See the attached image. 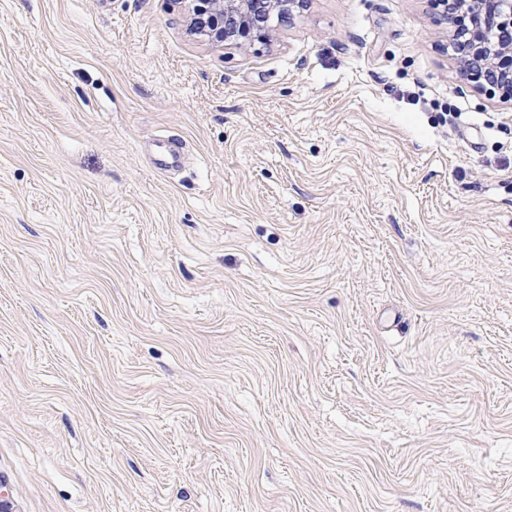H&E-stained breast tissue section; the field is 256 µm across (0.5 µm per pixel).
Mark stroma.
<instances>
[{"label":"stroma","instance_id":"stroma-1","mask_svg":"<svg viewBox=\"0 0 512 512\" xmlns=\"http://www.w3.org/2000/svg\"><path fill=\"white\" fill-rule=\"evenodd\" d=\"M183 13L0 0V501L512 512V101L428 0ZM309 1L190 0L180 3L189 2L188 28L195 34L207 37L215 45L242 47L243 43L238 41L242 37L248 41L269 42L272 37L271 15L276 13L280 18L288 16L289 19L294 11L300 12ZM433 9V18L439 24L445 23L448 25V32L450 36V44L453 50L454 59L459 63V70L462 80L476 89L484 90L491 96L499 95V97L512 99V77L507 76L497 81L496 83L490 82L486 79L482 69L473 67L468 60L463 58L456 52V48L460 50L459 53H465L469 46L475 42L474 33L465 28L457 14L451 12L448 6L458 4L462 9H469L472 0H428ZM158 151L154 158L155 167L164 172L179 168L184 158L185 144L177 138L157 140Z\"/></svg>","mask_w":512,"mask_h":512}]
</instances>
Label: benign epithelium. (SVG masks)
I'll list each match as a JSON object with an SVG mask.
<instances>
[{
	"label": "benign epithelium",
	"mask_w": 512,
	"mask_h": 512,
	"mask_svg": "<svg viewBox=\"0 0 512 512\" xmlns=\"http://www.w3.org/2000/svg\"><path fill=\"white\" fill-rule=\"evenodd\" d=\"M309 0H189L187 4L188 28L207 37L208 41L221 46L240 47V38L267 43L271 40L269 21L271 15L290 17L302 10ZM433 18L439 24L448 25L450 44L460 53L454 54L459 63L462 80L470 86L488 92L492 96L512 99V77L507 76L494 83L486 79L484 71L470 65L462 57L475 42L474 33L465 28L457 14L449 6L459 5L467 10L472 0H429Z\"/></svg>",
	"instance_id": "1"
}]
</instances>
